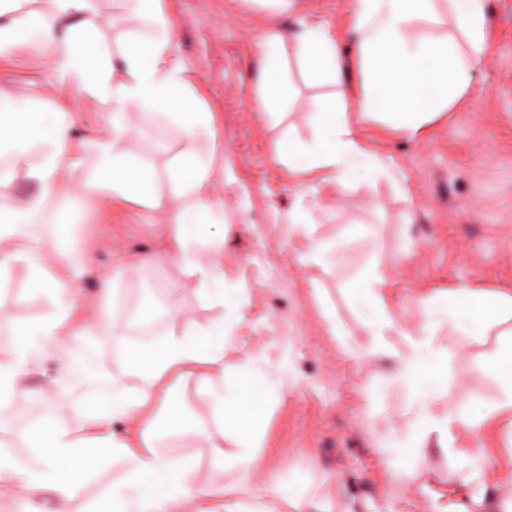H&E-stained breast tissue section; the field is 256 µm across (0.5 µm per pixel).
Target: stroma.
<instances>
[{"label": "stroma", "instance_id": "1", "mask_svg": "<svg viewBox=\"0 0 512 512\" xmlns=\"http://www.w3.org/2000/svg\"><path fill=\"white\" fill-rule=\"evenodd\" d=\"M348 5V0H291L289 9L279 11L261 0H168L176 21L172 54L194 75L224 135V169L217 172L215 185L232 225L224 241L226 285L248 291L228 355L242 359L262 345H285L295 371V384L269 402L262 446L256 451L264 480L255 488V502L263 512H293L287 501L291 495L309 500L307 512H437L448 498L470 496L455 458L442 448L438 434L422 433L398 468L389 469L388 443L360 394L367 382L384 388L383 406L392 422L400 425L411 416L406 396L389 388L388 380L406 346L401 331L413 327L417 310H400L402 327L381 336L376 360L356 363L343 345L364 347L372 341L352 295L377 273L392 280L401 299L452 281L512 289V0H487L492 47L474 70L465 99L438 117L423 141L410 143L369 130L374 147L408 176L405 195L384 182L374 189L358 182L342 193H317L293 183L287 168L275 160L280 139L310 138L308 103L313 97L334 90L350 101L359 96L361 75L352 49L344 51L341 86L298 83L290 109L278 119H271L252 94L262 27L290 32L310 14L336 30L346 20ZM97 10L99 41L110 53L118 52L124 30L143 26L133 0H97ZM116 16L124 17L123 27H112ZM51 81L47 60L22 50L0 68V93L37 107L47 106ZM134 119L141 133L127 139L125 148L156 172H163L179 152L205 155L212 149L208 139H183L158 111L144 109ZM41 163L36 145L19 165L10 156L0 157V168L7 171L0 179V208L19 207L36 193L30 173ZM315 197L328 218L317 224L312 237L289 232V212ZM62 201L73 233L66 240L48 239V246L90 255L72 272L80 293L71 326H78L79 313L97 311L100 283L106 278L115 282L111 312L127 325L122 342L95 345L103 370L119 364L122 344L143 341L137 324L129 320V304L157 307L160 338L179 328L173 310L192 309L202 325L222 316V309L202 300L197 280L175 263L148 272L138 267L141 254L161 245L164 213L131 203L113 206L76 189L68 190ZM315 241L327 247L322 262L302 265L301 255ZM401 252L409 253L408 263L392 266L390 257ZM325 305L335 307L343 336L329 335L321 315ZM0 308L12 318L0 324V356L12 351L19 330L54 312L48 298L35 290L29 266L19 260L10 261L0 281ZM497 347L494 336H451L444 330L435 336L433 350L448 371L450 398L466 395L478 408L501 398L492 368ZM56 364L55 357L45 358L25 390L0 411L1 452L26 459L22 433L48 418L80 433V419L60 410L56 401L81 392L56 383ZM468 446L487 459L488 492L472 512H512V485L499 482L502 472L512 470V439L488 430ZM157 451L191 462L203 485L228 488L240 476L239 449L229 437L220 458L199 439L168 437ZM270 482L280 486V494L267 492Z\"/></svg>", "mask_w": 512, "mask_h": 512}]
</instances>
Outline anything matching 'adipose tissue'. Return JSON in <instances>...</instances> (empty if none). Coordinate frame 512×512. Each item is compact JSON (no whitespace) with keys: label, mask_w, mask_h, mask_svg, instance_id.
I'll use <instances>...</instances> for the list:
<instances>
[{"label":"adipose tissue","mask_w":512,"mask_h":512,"mask_svg":"<svg viewBox=\"0 0 512 512\" xmlns=\"http://www.w3.org/2000/svg\"><path fill=\"white\" fill-rule=\"evenodd\" d=\"M29 3L0 0V61L19 46L46 57L59 86L79 89L84 98L105 105L111 122L105 135L78 146L73 141L70 102L39 111L26 101L0 96V154L10 153L19 162L29 146L44 148L42 164L31 173L37 193L22 207L0 208V243L12 242L10 259L30 265L35 285L56 309L50 320L22 329L11 356L0 359V408L10 404L31 370L53 351L58 354L57 381L81 377L111 383L112 389L70 402L85 425L83 435L48 421L24 433L30 450L26 459L0 453V497L11 495L19 484L31 499L50 500L52 512H69L96 472L109 459L122 457L130 463L125 481L112 486L92 512H254L251 501L261 470L254 449L264 425V408L293 380L294 372L288 356L271 359L265 348L253 350L242 363L227 359L241 313L239 302L226 298L224 203L211 189L224 152L215 147L206 157L175 155L164 173L172 187L170 198L164 200L124 149L125 140L138 131L133 113L147 107L166 112L184 138L215 141L220 136L216 114L197 92L189 70L171 57L175 22L166 0H135L136 13L152 32H126L118 59L107 65L94 51V0H49L50 7L43 12L30 11ZM448 9L454 29L450 35L440 30L436 0H349L347 33L360 65L361 93L351 103L336 94L313 100L312 139L282 141L275 149L276 160L287 166L289 176L339 192L358 177L371 189L382 181L406 188V175L371 146L366 131L381 127L405 141H421L429 124L466 96L470 70L488 49L485 0H448ZM291 39L298 46L293 64L284 48ZM260 44L254 94L271 116H279L290 96L292 72L306 81L334 85L344 78L341 41L314 17L300 18L292 34L265 29ZM76 149L92 159L90 170L80 176L68 162ZM73 183L112 201L167 210L171 229L160 250L140 258L141 269L177 262L198 279L207 303L227 306L228 318L200 326L184 310L178 314L180 331L155 344L125 347L121 363L112 371H90L80 364L87 337L106 342L123 335L125 327L110 313L112 288L107 281L102 284L97 317L79 328L66 324L79 292L68 271L87 256L56 257L43 246L42 235L43 222L50 217L55 238L70 236L71 226L57 202ZM361 295L373 341L366 350H351L357 361L376 354L379 336L398 322L383 276L367 280ZM409 304L420 316L394 379L413 394L416 414L387 431L399 458L421 431L439 432L451 444L457 434L477 437L484 424L512 417V342L499 347L493 362L503 395L481 411L465 399L439 407L448 379L431 345L432 336L443 329L456 336L512 339V291L452 284L433 293H415ZM270 361L277 366L275 377L252 375V368ZM194 374L207 390L212 411L210 424L202 428L189 425L174 399L177 388ZM117 422L124 424V436L113 433ZM228 432L243 450L242 477L230 492L198 484L190 463L156 450L160 435H185L204 439L220 458Z\"/></svg>","instance_id":"ef3b65f1"}]
</instances>
